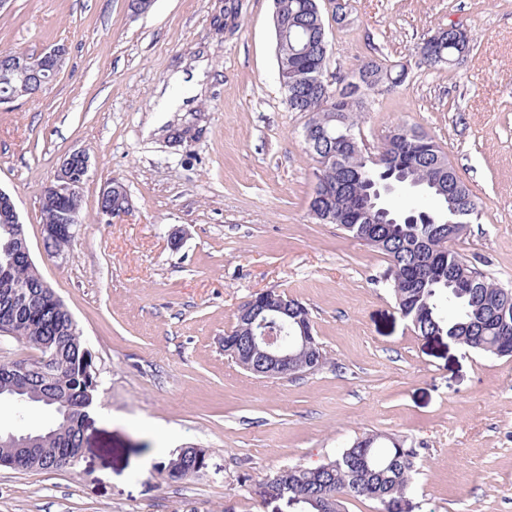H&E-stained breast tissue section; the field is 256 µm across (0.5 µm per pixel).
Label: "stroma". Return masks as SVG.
Masks as SVG:
<instances>
[{
	"mask_svg": "<svg viewBox=\"0 0 512 512\" xmlns=\"http://www.w3.org/2000/svg\"><path fill=\"white\" fill-rule=\"evenodd\" d=\"M321 11L326 80L376 58L404 84L368 96L360 135L376 150L405 123L445 151L480 214L450 247L512 288V0H346ZM6 0L0 52L62 44L50 86L0 107V189L17 204L33 260L73 314L98 382L75 465L0 468V512H288L267 475L313 467L374 431L417 448L409 512H512V358L423 336L397 308L389 262L309 214L315 162L280 88L273 0ZM457 24L473 39L453 69L416 48ZM213 78L190 112L157 105L188 55ZM82 150L89 171L68 248L43 244L40 196ZM133 208L98 209L110 178ZM183 241L171 247L170 236ZM266 289L306 305L327 355L319 371L262 379L224 353L239 306ZM201 448L183 481L165 467ZM113 192L119 193L120 198L122 200V204H120L119 206H116V207H109V208L101 209L100 210L101 214L106 215V216L116 217V216H120V215L129 213L131 210L132 204H131V200L129 198V195L127 193L125 186L118 181L109 180L106 182V184L104 185V187L102 189L101 197L112 196Z\"/></svg>",
	"mask_w": 512,
	"mask_h": 512,
	"instance_id": "35a3bbf8",
	"label": "stroma"
}]
</instances>
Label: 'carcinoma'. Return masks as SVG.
<instances>
[{
	"mask_svg": "<svg viewBox=\"0 0 512 512\" xmlns=\"http://www.w3.org/2000/svg\"><path fill=\"white\" fill-rule=\"evenodd\" d=\"M275 29L281 85L288 109L305 112L315 126L309 153L317 163L315 178L331 186L341 184L335 198L309 203L317 205L312 218L323 224H339L353 238L349 228L358 197L366 183L355 180L362 174L386 181L387 169L373 171L368 154L346 142L356 135L363 99L371 92L400 86L408 77L403 64L374 65L373 78L357 85L324 94L315 83L324 78L328 59V39L320 0H277ZM441 56L438 67L451 68L473 50L471 42L459 38L455 28L444 30L433 44L423 42L419 51ZM394 137L385 140L382 154L393 157L404 147L407 167L397 169L405 182L440 202L437 210L411 209L389 212L376 227L378 242L371 247L387 256L391 290L398 309L423 336L446 335L468 350L497 357H512V300L503 304L501 294L512 297L505 288L479 271L468 259L448 248V229L455 212L465 215L456 225L453 237L467 228L478 214L479 203L460 179L442 148L428 135L399 124ZM10 231L0 225V319L17 320L14 339L41 354L54 357L55 370L36 387V393L19 394L6 384L0 386V402L18 404L27 400L21 421L41 437L42 448H66L68 452L43 461L42 471L74 465L75 449L80 447V429L90 421L96 401L94 375L86 373L87 354L72 314L64 301L47 294L34 262L8 246ZM71 230L58 225L45 240L46 249L61 251L71 242ZM434 253L427 276L429 288H406L402 273L414 264L423 249ZM304 358L305 371L315 372L327 358L316 338ZM418 451L378 433H368L342 449L334 458L316 467L293 466L267 477L265 493L288 500L295 512H344V499L365 498L376 504L377 512H405Z\"/></svg>",
	"mask_w": 512,
	"mask_h": 512,
	"instance_id": "cac0c4a2",
	"label": "carcinoma"
}]
</instances>
